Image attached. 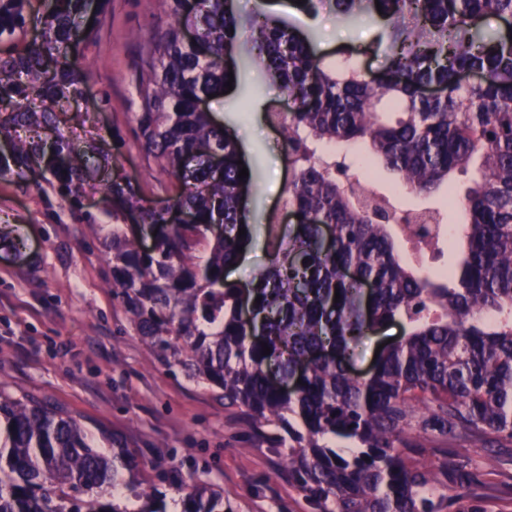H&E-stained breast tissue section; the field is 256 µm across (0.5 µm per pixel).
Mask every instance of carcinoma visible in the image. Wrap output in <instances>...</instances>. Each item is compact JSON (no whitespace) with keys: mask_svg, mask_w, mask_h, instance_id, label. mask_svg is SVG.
Returning <instances> with one entry per match:
<instances>
[{"mask_svg":"<svg viewBox=\"0 0 512 512\" xmlns=\"http://www.w3.org/2000/svg\"><path fill=\"white\" fill-rule=\"evenodd\" d=\"M171 2L174 24L146 49L138 139L175 183L165 205L146 208L138 188L112 178L122 214L156 233L145 253L112 225L114 298L167 365L274 435L316 512H484L440 493L461 477L460 462L452 450L426 460L417 437L478 448L491 465L512 450V38L477 29L486 14L512 19V0H301L298 9L326 8L344 24L382 6L393 35L375 78L350 57L325 62L309 36L273 16L238 15L233 0H196L190 10ZM85 7L68 0L48 48H67ZM21 10L22 0L0 9V27L21 21ZM187 26L192 45L181 38ZM252 64L291 100L269 115L294 170L283 198L300 222L288 227L273 216L248 221L253 176L238 178L235 138L200 108ZM464 71L483 80L463 85ZM0 81L44 96L40 53L1 67ZM429 85L443 95L425 96ZM357 142L408 192L442 189L462 209L448 238L453 265L424 272L401 254L406 243L442 253L439 209L398 212L319 149ZM30 153L67 190L95 164L75 143L15 141L0 169ZM473 166L458 199L452 177ZM174 212L192 223H174ZM216 224L224 229L214 236ZM257 237L269 262L245 293L226 271ZM395 322L405 334L380 350L369 375L350 372L357 345ZM290 380L291 393L277 386ZM123 469H139L124 449L96 448L75 418L0 391V512H167L165 495ZM181 490V512H231L211 485Z\"/></svg>","mask_w":512,"mask_h":512,"instance_id":"1","label":"carcinoma"}]
</instances>
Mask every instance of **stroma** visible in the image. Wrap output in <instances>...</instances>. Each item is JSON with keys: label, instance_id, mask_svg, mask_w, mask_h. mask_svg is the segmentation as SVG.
<instances>
[{"label": "stroma", "instance_id": "35a3bbf8", "mask_svg": "<svg viewBox=\"0 0 512 512\" xmlns=\"http://www.w3.org/2000/svg\"><path fill=\"white\" fill-rule=\"evenodd\" d=\"M23 4L24 24L0 33L1 66L50 37L46 21L58 0ZM267 7L289 25L313 31L327 59L354 50L365 73L383 68V52L359 53L367 44L389 43L391 28L381 18L346 26L330 12L310 16L285 0ZM169 21L167 0H89L75 18L66 55L46 59L50 72L76 76L77 94L57 98L40 125L0 131L1 150L16 138L60 137L97 157L69 193L37 158L0 171V389L16 398L48 399L101 448H127L141 463L143 479L165 492L169 512H178L182 485L203 482L222 491L231 512H315L289 480L284 455L226 407L217 389L165 366L112 295V227L134 231L114 210L113 174L129 177L148 207L162 206L173 187L137 137L141 42L161 34ZM287 105L256 71L208 104L260 172L250 207L262 216L282 205L292 177L280 131L266 119ZM462 470L448 495L481 502L486 512H512L511 461L491 469L482 451L471 448L463 453Z\"/></svg>", "mask_w": 512, "mask_h": 512}]
</instances>
